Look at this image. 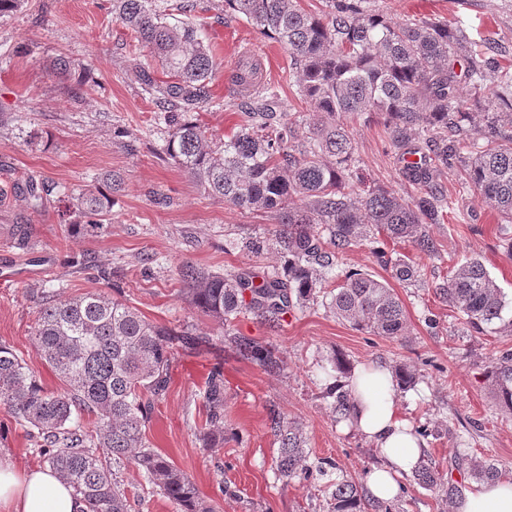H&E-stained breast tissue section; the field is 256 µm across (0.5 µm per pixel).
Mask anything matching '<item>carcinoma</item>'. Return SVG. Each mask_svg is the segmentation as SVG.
<instances>
[{
	"instance_id": "carcinoma-1",
	"label": "carcinoma",
	"mask_w": 512,
	"mask_h": 512,
	"mask_svg": "<svg viewBox=\"0 0 512 512\" xmlns=\"http://www.w3.org/2000/svg\"><path fill=\"white\" fill-rule=\"evenodd\" d=\"M322 2V10L309 12L298 0H224L225 12L244 16L288 52L297 93L318 114L309 122L300 112H279L276 87L260 85L241 103L245 122L225 138L191 119L212 100L210 80L217 66L200 28L170 21L155 0H112V11L134 35L132 65L142 89L159 103L156 120L170 128L162 153L209 196L278 224L274 237L281 265L270 272L223 275L190 263L179 266L182 287L196 307L221 323L245 311L275 327L288 311L320 303L358 330L397 340L407 333V317L391 288L368 273L348 271L330 290L326 275L340 252L380 234L440 257L426 225L440 223L449 202L429 192L406 201L366 185L343 117H381L394 148L421 154L423 162L405 167L417 185H429L449 162L460 163L461 184L479 191L512 222V133L504 126L506 120L512 124V73L492 70L459 26L431 19L394 24L375 0ZM142 51L161 66L163 78L143 66ZM487 81L498 89L494 98L461 96L463 86L482 90ZM461 131L473 134L466 157L450 137ZM121 188L114 174L108 194L98 189L65 194L70 212L82 218L71 228H103L112 195ZM374 255L399 281L418 280V269L405 258L383 250ZM438 290L468 332L512 328V318H505L506 296L479 259L455 266ZM227 336L238 355L266 373L287 365L271 345L237 333ZM34 341L60 387H43L21 358L0 344V406L28 428L47 466L82 495L87 512H132L120 476V468L130 465L179 512H214L186 473L151 448L146 424L152 405L144 401L147 393L167 390L174 345L199 350L209 337L189 330L177 334L120 299L89 292L48 299ZM489 366L496 402L512 413V350L494 352ZM395 376L400 390L417 381L406 365ZM335 393L336 420H347V392L338 384ZM201 398L208 426L203 436L209 439L224 432L221 370L213 371ZM77 412L93 417V426L75 421ZM271 429L279 443L277 471L291 479L305 470L308 457L302 424L277 415ZM470 472L482 483L505 470L474 459ZM404 479L403 493L414 485L433 488L441 477L435 464L422 460ZM326 505L328 512L381 508L346 474L336 475Z\"/></svg>"
}]
</instances>
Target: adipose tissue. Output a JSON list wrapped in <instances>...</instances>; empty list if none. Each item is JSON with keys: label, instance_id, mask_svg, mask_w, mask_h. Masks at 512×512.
Listing matches in <instances>:
<instances>
[{"label": "adipose tissue", "instance_id": "obj_1", "mask_svg": "<svg viewBox=\"0 0 512 512\" xmlns=\"http://www.w3.org/2000/svg\"><path fill=\"white\" fill-rule=\"evenodd\" d=\"M350 424L385 458L384 467L368 471L366 483L375 498L395 496V478L412 471L421 448L400 416L396 381L389 368L362 366L350 380ZM0 512H86L73 487L52 470L18 471L0 459ZM451 512H512V476L474 486L456 498Z\"/></svg>", "mask_w": 512, "mask_h": 512}]
</instances>
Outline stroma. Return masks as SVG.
<instances>
[{
	"mask_svg": "<svg viewBox=\"0 0 512 512\" xmlns=\"http://www.w3.org/2000/svg\"><path fill=\"white\" fill-rule=\"evenodd\" d=\"M194 16L204 25L219 68L213 100L198 114L219 135L245 120L228 78L242 57L255 64L263 82L276 86L280 109L313 117L288 80L289 57L245 18L225 13L224 0H196ZM394 22L431 18L464 29L487 46L488 57L512 69V0H377ZM133 37L112 11V0H24L0 20V343L24 359L45 387L59 380L35 349L38 311L48 295L107 291L154 323L210 339L198 354L174 351L169 385L153 400L146 437L194 482L214 512H326L324 489L344 471L366 480L381 456L349 422L336 421L323 392L335 380L334 361L350 367L400 364L419 367L414 389L399 392L401 416L409 426L426 425V458L447 482L465 489L473 479L454 463L460 441L470 457L493 459L512 474V414L492 398L484 373L489 356L512 349V334L462 335L456 310L435 293L451 267L477 257L512 301V223L504 221L477 191L460 188L459 169L445 170L428 186L449 198L441 223L428 225L441 256L408 243L382 241L386 251L412 260L424 280L410 286L378 265L369 247L340 253V271L359 270L386 282L401 298L408 330L390 340L339 321L314 305L285 314L270 328L252 314L232 321L234 332L275 345L287 358L277 374L264 373L241 358L224 339L223 326L197 312L183 293L177 269L190 262L212 272L267 270L280 259L256 242L271 237L275 224L208 198L202 187L161 155L166 134L155 122L156 106L128 66ZM79 65L57 69L59 57ZM360 169L404 199L423 188L404 175L379 117L350 116ZM123 188L114 197L111 220L96 235L73 233L63 194L107 189L110 175ZM48 185L39 204L19 186ZM49 274H39L42 264ZM224 373V436L205 447L200 426L206 409L200 396L214 368ZM298 420L307 439V464L336 462L326 475L280 478L278 442L269 428L271 412ZM0 458L17 469L43 465L24 426L0 409ZM122 478L132 512H177L136 469Z\"/></svg>",
	"mask_w": 512,
	"mask_h": 512,
	"instance_id": "35a3bbf8",
	"label": "stroma"
}]
</instances>
